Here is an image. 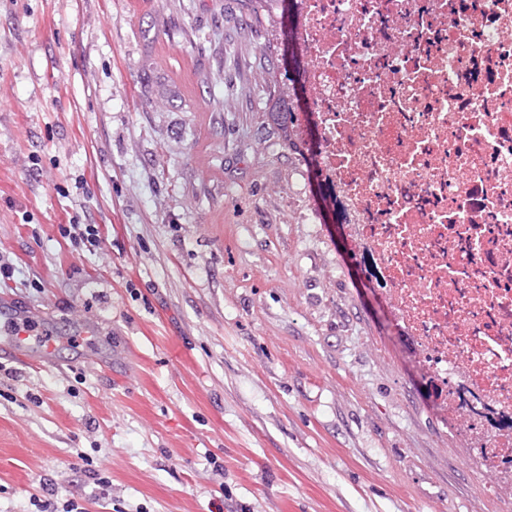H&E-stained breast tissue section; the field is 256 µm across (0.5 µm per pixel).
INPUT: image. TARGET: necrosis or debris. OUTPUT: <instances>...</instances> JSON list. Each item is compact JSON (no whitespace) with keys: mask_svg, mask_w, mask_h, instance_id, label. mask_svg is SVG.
Returning a JSON list of instances; mask_svg holds the SVG:
<instances>
[{"mask_svg":"<svg viewBox=\"0 0 512 512\" xmlns=\"http://www.w3.org/2000/svg\"><path fill=\"white\" fill-rule=\"evenodd\" d=\"M294 141L443 414L512 462V0H272Z\"/></svg>","mask_w":512,"mask_h":512,"instance_id":"4bbe7bcc","label":"necrosis or debris"}]
</instances>
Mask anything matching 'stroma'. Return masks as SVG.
<instances>
[{
	"mask_svg": "<svg viewBox=\"0 0 512 512\" xmlns=\"http://www.w3.org/2000/svg\"><path fill=\"white\" fill-rule=\"evenodd\" d=\"M282 53L269 0H0V304L57 330L0 356V512H512L315 218Z\"/></svg>",
	"mask_w": 512,
	"mask_h": 512,
	"instance_id": "35a3bbf8",
	"label": "stroma"
}]
</instances>
